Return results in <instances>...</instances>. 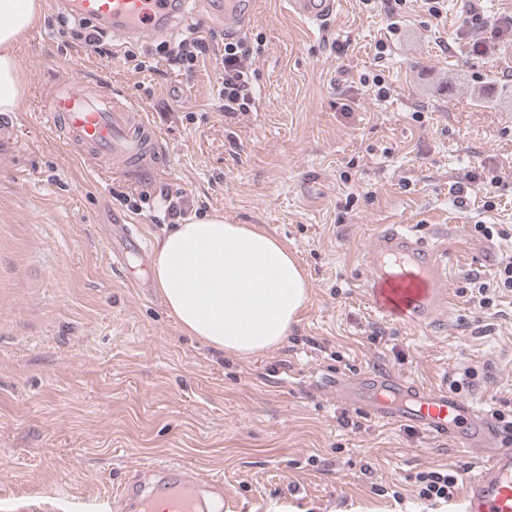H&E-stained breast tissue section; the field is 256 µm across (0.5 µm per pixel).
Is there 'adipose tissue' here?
<instances>
[{
  "label": "adipose tissue",
  "mask_w": 512,
  "mask_h": 512,
  "mask_svg": "<svg viewBox=\"0 0 512 512\" xmlns=\"http://www.w3.org/2000/svg\"><path fill=\"white\" fill-rule=\"evenodd\" d=\"M41 0H0V113L18 108L13 53ZM152 278L181 327L242 357L282 344L308 299L296 258L270 234L214 215L175 226L157 242Z\"/></svg>",
  "instance_id": "adipose-tissue-1"
}]
</instances>
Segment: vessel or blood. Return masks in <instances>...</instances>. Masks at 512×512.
<instances>
[{
	"mask_svg": "<svg viewBox=\"0 0 512 512\" xmlns=\"http://www.w3.org/2000/svg\"><path fill=\"white\" fill-rule=\"evenodd\" d=\"M289 13L321 26L342 0H285ZM73 15L96 22L113 37L135 41L166 36L189 22L221 19L226 32L240 33L258 0H225L215 10L209 0H56ZM50 105L40 121L92 167L125 173L149 172L162 159L160 134L137 104L103 82L73 73L53 83ZM366 288L373 307L387 318L423 325L448 303V257L403 224H384L363 254ZM337 397L378 419L417 432L448 437L479 450L482 461L464 481L460 512H512V442L474 400L385 372L336 378ZM224 482L202 480L183 466H157L124 484L120 500L139 512H203L209 498L223 499Z\"/></svg>",
	"mask_w": 512,
	"mask_h": 512,
	"instance_id": "b4317fda",
	"label": "vessel or blood"
}]
</instances>
